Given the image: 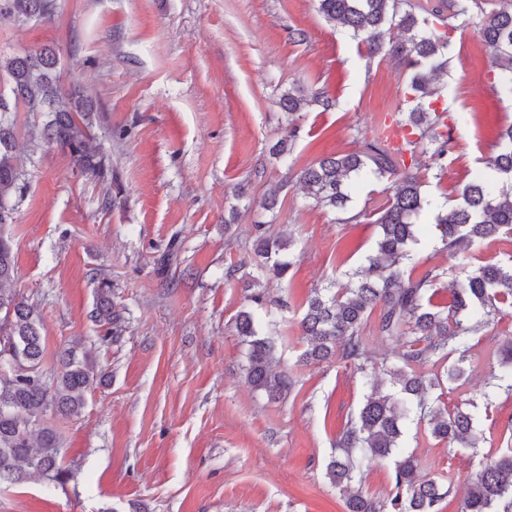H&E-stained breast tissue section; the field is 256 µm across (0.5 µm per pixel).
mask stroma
<instances>
[{
    "mask_svg": "<svg viewBox=\"0 0 512 512\" xmlns=\"http://www.w3.org/2000/svg\"><path fill=\"white\" fill-rule=\"evenodd\" d=\"M439 4L451 27L435 106L449 115L453 150L442 167L430 154L415 156L435 204L423 224L455 205L512 125L479 10L458 14L455 0H404L402 8L422 18ZM43 46L59 53L62 84L96 101L93 133L112 176L89 178L60 151L32 148L29 132L43 116L15 112L29 191L15 223L0 231L13 241L15 286L41 318L45 370L78 340L108 384L88 394L80 415L54 422L72 478L54 485L36 475L0 487V512H345L324 465L366 389L344 364H299L298 322L312 289L344 281L373 250L374 214L390 182L364 178L341 212L317 206L285 177L356 150L361 136L379 135L384 118L403 119L409 70L369 55L324 19L316 0H57L49 21L0 22V53ZM292 89L334 102L306 108L294 137L279 106ZM287 137L293 148L283 166L270 149ZM272 193L275 207L262 209ZM268 220L291 234L294 257L262 317L294 382L276 401L245 379L235 320L248 303L242 282L224 277L249 262L253 226ZM169 251L170 267L159 270ZM487 263H512V235L488 238L463 258L421 247L412 274L460 278ZM99 275L111 280L123 318L108 342L90 317ZM511 338L505 306L475 336L462 380L442 397L451 408L475 404L478 451L449 454L425 424L405 434L421 471L450 489L441 512H461L482 463L512 448V397L484 396Z\"/></svg>",
    "mask_w": 512,
    "mask_h": 512,
    "instance_id": "stroma-1",
    "label": "stroma"
}]
</instances>
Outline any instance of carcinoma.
<instances>
[{
    "instance_id": "cac0c4a2",
    "label": "carcinoma",
    "mask_w": 512,
    "mask_h": 512,
    "mask_svg": "<svg viewBox=\"0 0 512 512\" xmlns=\"http://www.w3.org/2000/svg\"><path fill=\"white\" fill-rule=\"evenodd\" d=\"M323 17L361 38L368 53L385 52L414 70L409 90L416 101L409 114L411 138L401 150H392L387 138L362 139L358 150L327 157L298 173L307 195L316 204L344 209L352 200L353 180L366 175L390 178L393 193L374 223L380 227L375 249L364 256L360 268L346 274L340 285L330 283L311 291L300 320L306 348L302 361L336 359L359 374L369 390L359 411L336 436L335 452L325 465V477L343 497L346 512H440L448 489L423 475L413 455L405 452L402 437L407 424L424 420L432 436L448 449L479 447L475 415L460 407L449 410L433 396L444 383L460 380L461 364L471 349L473 336L488 324L499 306L512 307V264L488 263L460 280L448 281L453 302L446 310L431 303V291L442 274L429 271L420 278L407 273L422 245L416 219L430 205L420 177L411 173L405 156L431 151L433 160L449 152L443 113L433 108L432 87L447 61L442 59L448 41L429 30V19L448 26V17L433 8L420 20L401 11V0H317ZM481 10L479 33L491 52L503 96L512 100V0ZM55 0H0V18L18 25L50 20ZM402 32L392 37L391 29ZM59 57L51 48L21 55H0V73L7 77L13 101L0 93V227L16 221L17 204L28 191L15 154V125L11 104L47 115L41 138L49 148L66 154L80 171L102 178L110 170L109 158L94 145L91 133L94 103L76 90H65L58 76ZM332 106L329 96L310 97L288 92L281 107L291 121L301 119L305 106ZM485 168L490 179L467 183L455 206L426 225L432 241L456 257L497 234L512 233V184L492 189L505 176L512 179V125L499 134L498 151ZM292 239L257 225L253 266L248 275L250 309L239 312L236 331L248 346L246 379L271 398H284L293 387L288 374L276 370L275 340L259 331L257 316L268 302L267 285L281 280L292 266L286 259ZM16 275L11 240L0 233V485H19L34 474L54 484H64L71 469L64 464L61 437L52 425L55 416L78 414L87 394L103 380L95 356L73 345L62 351L58 367L44 376V339L34 309L13 288ZM379 310L375 333L401 342L399 363L377 365L368 347L365 327L373 310ZM106 334L119 336L121 315L112 302L108 279L97 281L92 311ZM454 363L443 374L427 377L416 368L428 363ZM503 374L497 389L512 396V339L500 351ZM394 459L392 492L386 498L366 495L364 472L378 460ZM461 512H512V448L481 465L471 483Z\"/></svg>"
}]
</instances>
